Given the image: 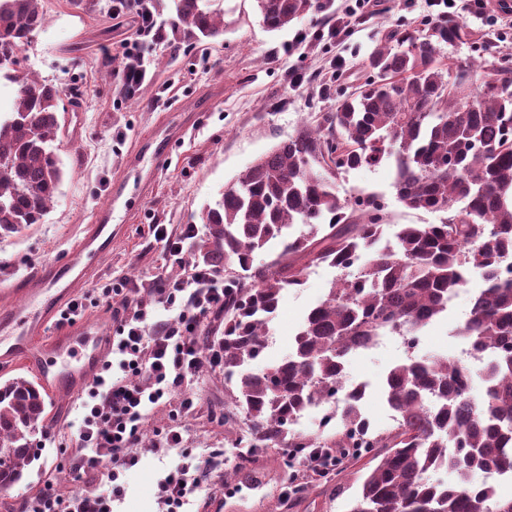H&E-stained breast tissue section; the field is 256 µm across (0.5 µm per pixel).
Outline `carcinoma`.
I'll use <instances>...</instances> for the list:
<instances>
[{"instance_id": "carcinoma-1", "label": "carcinoma", "mask_w": 512, "mask_h": 512, "mask_svg": "<svg viewBox=\"0 0 512 512\" xmlns=\"http://www.w3.org/2000/svg\"><path fill=\"white\" fill-rule=\"evenodd\" d=\"M42 0H0V77L19 84L0 114V235L44 219L65 175L61 86L26 67L44 27ZM170 43L189 47L224 34V0H171ZM263 24L280 31L329 7V0H254ZM466 44L465 61L443 60ZM364 82L336 109L306 121L246 167L202 212L193 262L224 271V421L238 442L286 458L297 448L372 455L350 512H512L488 475L512 469V54L453 16L413 32L395 29L370 53ZM390 163L398 201L440 213L438 224H400L385 235L374 194L350 201L337 180ZM278 245L260 266L254 255ZM342 271L311 308L287 356L261 370L269 321L308 270ZM484 287L457 329L487 359L475 374L448 356L410 357L387 374L393 425L374 432L362 402L334 411L336 431L296 429L306 410L336 392L350 355L389 334L415 347L419 333L465 289L471 270ZM47 403L39 382L0 381V491L37 458ZM451 480L432 479V474Z\"/></svg>"}]
</instances>
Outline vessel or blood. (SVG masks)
<instances>
[{
	"label": "vessel or blood",
	"instance_id": "vessel-or-blood-1",
	"mask_svg": "<svg viewBox=\"0 0 512 512\" xmlns=\"http://www.w3.org/2000/svg\"><path fill=\"white\" fill-rule=\"evenodd\" d=\"M177 137L176 130L166 129L142 138L139 149L162 163ZM126 187L123 181L111 186L110 205L96 209L89 232L70 252L33 270L37 285L26 289L24 305H12V289L0 290V368L11 369L22 362L32 365L39 382L52 394L100 369L108 350L95 327L81 321L58 330L54 318L111 250L112 205L122 199Z\"/></svg>",
	"mask_w": 512,
	"mask_h": 512
}]
</instances>
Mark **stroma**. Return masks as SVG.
<instances>
[{
    "mask_svg": "<svg viewBox=\"0 0 512 512\" xmlns=\"http://www.w3.org/2000/svg\"><path fill=\"white\" fill-rule=\"evenodd\" d=\"M350 3L334 0L330 10L270 32L254 0H224V33L206 49L173 52L162 42L142 46L148 72L130 97L109 69L125 59L124 45L137 29L135 16L112 18L102 2L77 10L68 0H45L47 21L28 49V67L63 88L60 108L72 116L74 129L60 143L65 176L42 223L0 235V289L26 280L31 269L70 250L92 223L95 209L107 204L112 183L123 178L130 163H138L152 170L153 184L137 194L135 203L114 209L112 222L121 231L99 271L80 291L89 300L85 321L116 335L118 322L96 301L99 288L124 280L145 286L172 270L152 225L164 224L177 232L183 225L199 223L203 207L214 203L242 170L287 139L304 117L335 108V95H322L314 74L335 75L337 92L352 90L365 79L369 52L390 30L413 29L439 13L433 0H371L355 15L349 12ZM297 73L305 76L299 85L293 82ZM165 126L180 128L182 136L167 163L155 169L147 155L136 154L135 146ZM336 190L347 199L362 192L376 194L389 224L439 221L438 214L410 210L397 201L393 172L386 165L350 171ZM337 275V269L319 264L309 269L301 287L288 291L271 323L276 340L265 352L266 361L287 353L303 317L324 298ZM482 285L480 273L472 272L467 290L453 298L447 314L421 331L416 349L406 350L401 340L385 338L349 358L347 376L372 386L365 412L375 429L392 423L383 400L389 369L410 355H457L461 343L454 330L468 314L473 291ZM184 391L193 397L195 411L178 415L170 405L149 408L141 441L149 443L177 425L184 448L194 454L223 449L222 469L195 494L201 512H349L363 474L373 466L369 457L344 464L338 476L306 473L304 492L289 494V470L281 456L257 451L248 462H240L238 434L224 423L223 373L201 374ZM80 402L77 396L51 399V409L62 419L57 441L41 445L40 458L26 479L8 492L0 491V512H14L15 504L37 496L48 481L67 494L85 486V479L70 472L61 450L71 442ZM161 472V465L144 456L128 472L127 491L114 503L115 512H159L156 486Z\"/></svg>",
    "mask_w": 512,
    "mask_h": 512,
    "instance_id": "obj_1",
    "label": "stroma"
}]
</instances>
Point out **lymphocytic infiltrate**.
<instances>
[{
	"label": "lymphocytic infiltrate",
	"instance_id": "f902f5d3",
	"mask_svg": "<svg viewBox=\"0 0 512 512\" xmlns=\"http://www.w3.org/2000/svg\"><path fill=\"white\" fill-rule=\"evenodd\" d=\"M129 9L136 12L139 26L136 40L126 47V58L134 62L123 79L128 89L140 86L146 76L141 44L163 38L150 0H113V16ZM152 232L163 243L167 262L178 265L182 273L176 278L156 277L149 305L135 301V289H105V303L116 306L115 350L120 359L104 362L89 387L77 430L78 450L68 459L76 476L95 473L103 481L69 495L46 483L27 501L24 512H112L113 502L126 494V472L142 457L138 445L146 408L175 400L183 414L194 412V399L183 394L185 383L202 369L216 371L223 366L221 348L204 350L198 341L203 319L224 306V279L186 260L184 244L196 234V225L173 233L156 224ZM223 457L219 449L204 457H183L157 483L162 512H180Z\"/></svg>",
	"mask_w": 512,
	"mask_h": 512
}]
</instances>
